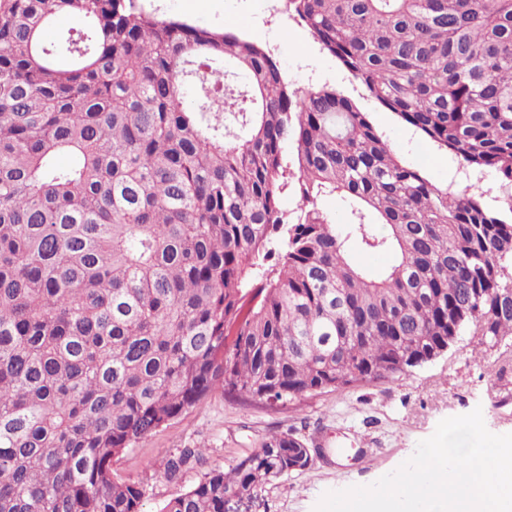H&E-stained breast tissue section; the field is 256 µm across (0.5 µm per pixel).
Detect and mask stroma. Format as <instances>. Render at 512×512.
<instances>
[{"mask_svg": "<svg viewBox=\"0 0 512 512\" xmlns=\"http://www.w3.org/2000/svg\"><path fill=\"white\" fill-rule=\"evenodd\" d=\"M168 15L208 29L237 31L263 44L294 86L328 83L370 116L393 151L421 169L433 183L479 193L496 187L493 175H465L457 160L439 152L395 114L363 99L360 88L321 50L308 30L288 14L285 0H153ZM481 409L487 429L512 433V336L495 346L468 329L430 362L394 379L328 388L278 406L207 395L150 438L114 461L125 480L146 481L143 512H161L167 501L196 485L208 468L228 466L261 448L275 432H293L317 451L300 472L275 479L249 500H232L229 512H314L324 493L365 486L396 470L448 417ZM183 448H201L206 461L185 467L175 479L164 475L167 460Z\"/></svg>", "mask_w": 512, "mask_h": 512, "instance_id": "1", "label": "stroma"}]
</instances>
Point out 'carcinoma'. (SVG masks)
Instances as JSON below:
<instances>
[{
    "label": "carcinoma",
    "instance_id": "1",
    "mask_svg": "<svg viewBox=\"0 0 512 512\" xmlns=\"http://www.w3.org/2000/svg\"><path fill=\"white\" fill-rule=\"evenodd\" d=\"M286 6L362 96L512 188V0ZM64 15L86 30L47 40ZM509 290L512 195L432 183L336 86L146 0H0V512H142L114 459L203 397L386 380L471 325L497 343ZM310 458L274 433L161 512H224Z\"/></svg>",
    "mask_w": 512,
    "mask_h": 512
}]
</instances>
